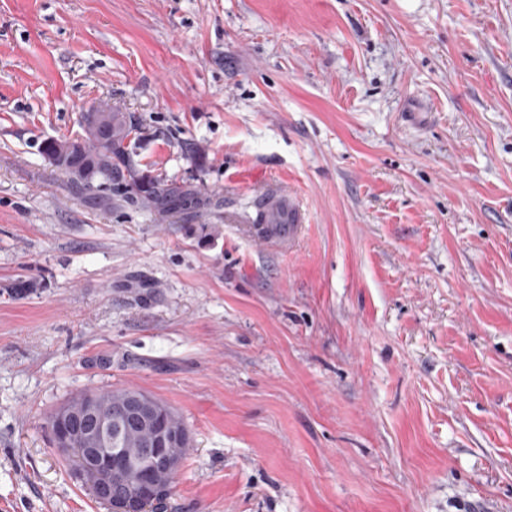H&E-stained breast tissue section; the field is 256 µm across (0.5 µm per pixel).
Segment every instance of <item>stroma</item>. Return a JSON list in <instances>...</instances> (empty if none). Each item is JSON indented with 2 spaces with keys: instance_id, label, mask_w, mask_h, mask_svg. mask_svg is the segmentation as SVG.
<instances>
[{
  "instance_id": "35a3bbf8",
  "label": "stroma",
  "mask_w": 512,
  "mask_h": 512,
  "mask_svg": "<svg viewBox=\"0 0 512 512\" xmlns=\"http://www.w3.org/2000/svg\"><path fill=\"white\" fill-rule=\"evenodd\" d=\"M101 102L210 206L75 194ZM121 387L191 433L162 512H512V0H0V512H108L47 419ZM258 207L263 224H252L251 229L262 242L290 247L301 229V213L296 200L287 189L260 195Z\"/></svg>"
}]
</instances>
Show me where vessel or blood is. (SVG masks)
I'll return each instance as SVG.
<instances>
[{
  "label": "vessel or blood",
  "mask_w": 512,
  "mask_h": 512,
  "mask_svg": "<svg viewBox=\"0 0 512 512\" xmlns=\"http://www.w3.org/2000/svg\"><path fill=\"white\" fill-rule=\"evenodd\" d=\"M258 207L262 221L252 227L255 236L263 242L293 245L301 229V213L293 196L284 189L273 191L261 197Z\"/></svg>",
  "instance_id": "obj_1"
}]
</instances>
